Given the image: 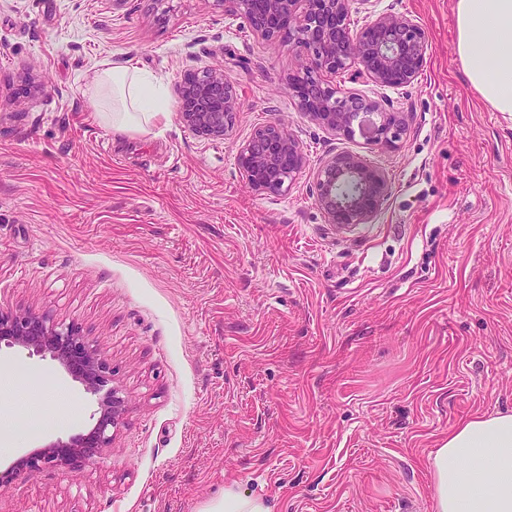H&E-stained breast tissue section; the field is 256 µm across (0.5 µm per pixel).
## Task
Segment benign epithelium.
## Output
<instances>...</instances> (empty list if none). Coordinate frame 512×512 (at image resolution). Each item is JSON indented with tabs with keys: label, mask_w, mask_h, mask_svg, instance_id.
I'll use <instances>...</instances> for the list:
<instances>
[{
	"label": "benign epithelium",
	"mask_w": 512,
	"mask_h": 512,
	"mask_svg": "<svg viewBox=\"0 0 512 512\" xmlns=\"http://www.w3.org/2000/svg\"><path fill=\"white\" fill-rule=\"evenodd\" d=\"M353 0H224V10L244 19L258 36L306 50L302 67L288 89L302 112L326 131L351 138L360 115L380 116L371 138L395 148L407 130L402 112L342 93L327 74L353 71L384 87L409 86L418 79L428 52V38L417 17L382 14L360 31L352 29ZM179 118L193 134L222 139L240 112L237 90L214 66L185 74L178 95ZM237 167L245 184L260 194L278 193L303 172L306 156L298 139L273 120L254 129L238 148ZM313 198L327 223H369L382 209L389 192L385 171L361 155L339 151L326 157L312 174ZM20 347L31 355L50 357L93 395L99 416L85 434L57 439L16 465L0 470V488L21 469L71 468L90 461L110 447L124 419V399L111 385L112 368L97 345L72 325L56 324L29 312L0 310V349Z\"/></svg>",
	"instance_id": "7a95c632"
}]
</instances>
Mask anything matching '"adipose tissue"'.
<instances>
[{"instance_id": "ef3b65f1", "label": "adipose tissue", "mask_w": 512, "mask_h": 512, "mask_svg": "<svg viewBox=\"0 0 512 512\" xmlns=\"http://www.w3.org/2000/svg\"><path fill=\"white\" fill-rule=\"evenodd\" d=\"M456 57L479 98L512 113V0H454ZM111 103L115 132L167 116L161 83L139 69L103 64L88 88ZM434 512H512V413L456 422L430 460Z\"/></svg>"}]
</instances>
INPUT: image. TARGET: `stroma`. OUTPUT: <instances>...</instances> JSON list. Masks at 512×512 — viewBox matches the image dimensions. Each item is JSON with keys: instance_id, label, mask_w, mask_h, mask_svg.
Instances as JSON below:
<instances>
[{"instance_id": "1", "label": "stroma", "mask_w": 512, "mask_h": 512, "mask_svg": "<svg viewBox=\"0 0 512 512\" xmlns=\"http://www.w3.org/2000/svg\"><path fill=\"white\" fill-rule=\"evenodd\" d=\"M390 13L426 31L418 80L333 78L406 114L383 149L300 112L302 50L220 0H0V309L77 327L125 396L100 458L22 472L0 512H201L228 486L271 512H433L441 438L512 411V115L457 62L453 0H354L350 20ZM106 60L172 100L187 70L223 68L241 102L232 133L196 136L174 111L112 132L87 95ZM271 120L306 170L259 195L236 151ZM341 150L389 180L381 212L349 231L312 197V170ZM0 358L65 416L0 463L92 427L96 397L56 361Z\"/></svg>"}]
</instances>
